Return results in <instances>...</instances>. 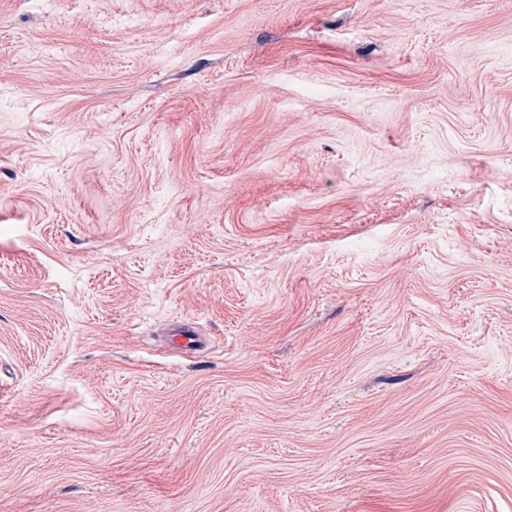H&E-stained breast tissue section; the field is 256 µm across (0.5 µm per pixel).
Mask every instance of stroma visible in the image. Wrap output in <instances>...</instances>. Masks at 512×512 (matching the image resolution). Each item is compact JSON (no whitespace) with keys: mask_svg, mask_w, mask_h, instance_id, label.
I'll return each mask as SVG.
<instances>
[{"mask_svg":"<svg viewBox=\"0 0 512 512\" xmlns=\"http://www.w3.org/2000/svg\"><path fill=\"white\" fill-rule=\"evenodd\" d=\"M0 512H512V0H0ZM171 342L177 349L185 353H197L204 347V343L195 327L180 323L170 328L167 333Z\"/></svg>","mask_w":512,"mask_h":512,"instance_id":"stroma-1","label":"stroma"}]
</instances>
